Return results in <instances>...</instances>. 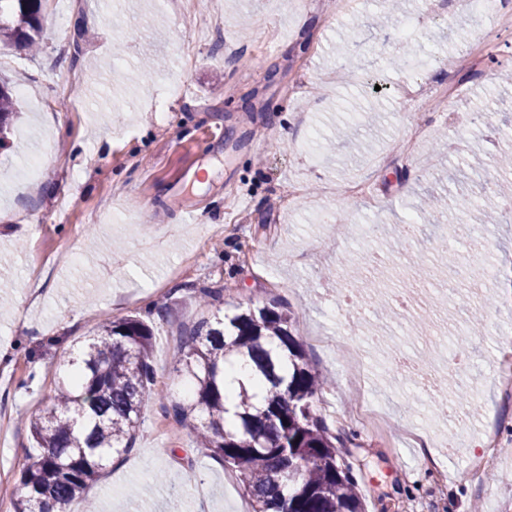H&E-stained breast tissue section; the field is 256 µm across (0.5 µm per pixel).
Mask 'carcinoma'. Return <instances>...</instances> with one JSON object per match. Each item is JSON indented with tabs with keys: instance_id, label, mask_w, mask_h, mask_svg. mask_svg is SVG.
I'll return each instance as SVG.
<instances>
[{
	"instance_id": "1",
	"label": "carcinoma",
	"mask_w": 512,
	"mask_h": 512,
	"mask_svg": "<svg viewBox=\"0 0 512 512\" xmlns=\"http://www.w3.org/2000/svg\"><path fill=\"white\" fill-rule=\"evenodd\" d=\"M43 0H0V42L38 44ZM17 114L12 89L0 81V143ZM457 208L491 224L495 206L461 195ZM154 334L143 320L103 319L77 358L67 361L52 406L30 420L40 452L21 469L14 512H51L83 496L114 456L133 446L145 396L155 386L149 362ZM247 357L270 387L238 383L235 419L226 427L225 368ZM176 372L190 399L173 405L182 420L197 418L199 448L237 472L252 512H365L350 462L338 449L348 438L317 416L324 390L278 304L248 306L204 320L191 331Z\"/></svg>"
}]
</instances>
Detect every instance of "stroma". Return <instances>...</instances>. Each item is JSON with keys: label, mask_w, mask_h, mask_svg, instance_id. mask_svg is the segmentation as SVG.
Here are the masks:
<instances>
[{"label": "stroma", "mask_w": 512, "mask_h": 512, "mask_svg": "<svg viewBox=\"0 0 512 512\" xmlns=\"http://www.w3.org/2000/svg\"><path fill=\"white\" fill-rule=\"evenodd\" d=\"M381 16L380 0H352L344 14L336 0H46L38 50L0 46V78L18 86L21 110L0 150V410L11 420L0 483L10 495L34 452L29 420L64 362L105 316H137L154 331L157 390L131 451L74 512L134 485L131 512H251L236 473L196 452L192 422L175 417V368L201 319L274 299L333 382L317 410L354 437L342 454L367 512L429 499L435 512H512V414L493 374L512 342V208L482 240L455 246L452 270L439 257L454 216L420 212L430 195L452 202L448 177L471 158L481 165L466 193L495 195L505 179L497 158L512 152V85L499 77L512 71V33L458 0H405L388 23ZM408 40L425 67L405 56ZM183 82L193 96L168 94ZM443 97L454 114L437 107ZM120 100L126 109L114 111ZM354 182L376 208L344 195ZM371 257L376 300H356L350 330L336 291ZM206 288L219 301L201 302ZM398 292L413 316L463 327L470 373L453 376L449 395L468 405L464 419H448L392 364L399 349L423 369L437 358L393 314ZM362 394L387 407L380 430L355 415ZM409 423L455 448L441 475L405 436ZM491 429L498 462L477 481L468 460Z\"/></svg>", "instance_id": "35a3bbf8"}]
</instances>
